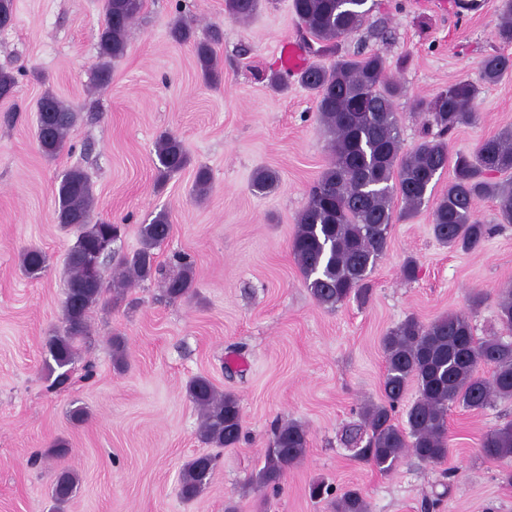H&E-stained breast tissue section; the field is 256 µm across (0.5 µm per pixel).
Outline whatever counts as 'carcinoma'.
Wrapping results in <instances>:
<instances>
[{
    "label": "carcinoma",
    "mask_w": 512,
    "mask_h": 512,
    "mask_svg": "<svg viewBox=\"0 0 512 512\" xmlns=\"http://www.w3.org/2000/svg\"><path fill=\"white\" fill-rule=\"evenodd\" d=\"M260 0H224V14L235 21L250 19ZM143 8V0H103L104 20L99 32L98 62L94 79L106 84L112 63L124 57L127 34ZM376 3L369 0H292L306 52L320 56L336 52V42L357 32ZM502 21L497 30L501 44L512 45V0H502ZM168 37L192 47L196 66L205 83L216 84L221 70L214 44L221 39L219 27L210 39H195L191 23L175 20ZM512 74V56L493 53L482 62L481 80L496 84ZM299 84L312 93L317 117L331 136L330 161L311 187L307 203L297 218L290 252L305 287L317 305L334 310L350 298L363 299L369 292L368 278L384 256L394 222L393 199L404 203V213L418 211L430 200L448 161L453 177L448 189L433 200L432 228L443 245L463 252L481 246L501 224H512V180L494 181L496 174H512V128L482 140L471 153L449 157L447 136L463 124L476 120L473 107L478 87L457 82L421 104L427 119L422 141L411 152L401 153L400 118L395 99L402 85L389 77L385 57L372 52L360 57L340 56L328 66L313 64L298 74ZM16 77L0 70V101L15 96ZM36 137L41 152L56 156L78 120L93 123L96 112L73 111L56 95L47 92L36 104ZM157 172L162 180L182 171L190 162L179 137L161 133L155 141ZM279 182L277 171L258 168L251 177L253 192L266 195ZM210 190V173L198 167L194 193L202 198ZM496 202L497 223L481 221L475 204ZM57 223L77 230L67 253L68 278L63 305V332L48 337L45 350L51 359L48 370L59 384L68 379L77 357L76 341L88 334L90 314L113 290L112 301L125 299L136 282L162 274L155 249L168 239L171 222L161 210L139 227L140 247L116 255L105 249L118 241L122 225L94 217V196L86 174L79 168L63 173L57 188ZM179 271L166 279V295L172 301L186 298L194 285L193 262L176 256ZM99 263L102 275L93 272ZM48 266V257L38 247L21 252L20 268L30 279H38ZM497 316L512 332V288L501 291ZM385 358L383 399L361 407L359 423L343 434L352 457L382 474L392 472L407 454L437 464L448 458V410L459 406L483 411L499 401H512V339L503 336L476 338L468 317L450 314L429 323L409 316L381 339ZM123 337H112L114 367L126 364ZM491 369L490 376L480 368ZM417 397L404 410L403 422L395 413L409 385ZM190 401L201 411L200 438L221 448L242 441L243 426L237 398L220 394L205 376L191 378L186 386ZM308 432L297 422L276 424L273 438L263 452V465L251 479L255 489L280 487L288 469L298 464L308 448ZM480 450L489 460L512 459V422L488 430ZM217 457L197 456L184 464L179 477V495L190 501L209 485ZM73 471L63 469L52 483V499L61 506L76 493ZM333 488L322 480L309 485L312 499H328L333 512H370L361 490L352 488L332 497Z\"/></svg>",
    "instance_id": "obj_1"
}]
</instances>
